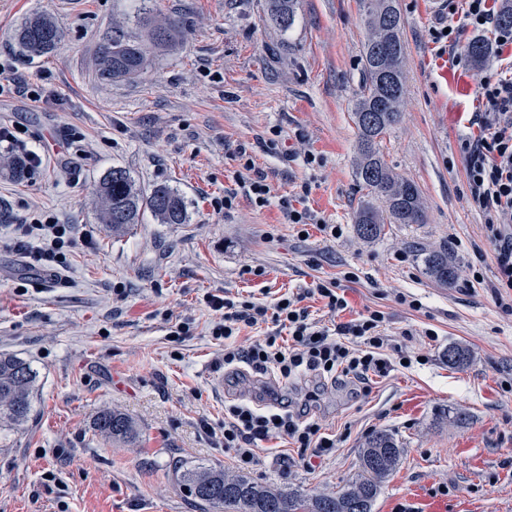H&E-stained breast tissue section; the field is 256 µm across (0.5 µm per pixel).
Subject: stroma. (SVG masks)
Instances as JSON below:
<instances>
[{
	"mask_svg": "<svg viewBox=\"0 0 512 512\" xmlns=\"http://www.w3.org/2000/svg\"><path fill=\"white\" fill-rule=\"evenodd\" d=\"M158 18L179 19L183 37L151 50L141 79L105 83L95 74L112 23L136 30L139 0H0V73L43 80L49 98H0V120L44 159L15 182L0 169V353L38 374L26 426L0 430V512H194L169 463L181 457L266 484L318 493L358 470L376 431L403 448L374 512H512V311L498 300L497 268L481 211L472 203L461 143L475 132L476 90L487 67L512 61V45L441 74L430 58L448 0H398L404 21L406 93L400 122L381 142L386 163L414 182L420 224H389L363 242L354 217L366 196L355 176L353 110L365 85L367 32L359 0H299L288 31L267 0H148ZM35 13L63 38L49 55H23L15 33ZM264 177L270 202L257 207L239 186V153ZM320 162L310 166L307 155ZM141 188L184 198L187 221L140 224L115 236L101 224L96 189L112 167ZM336 226L289 224L282 199ZM230 209L218 203L227 194ZM70 224L78 238L60 273L29 265L15 225L36 212ZM91 234L83 242V234ZM447 247L454 285L429 277L423 250ZM336 281L348 302L333 313L316 293ZM303 295L312 320L346 322L383 312L390 345L411 355L366 383L285 385L246 365H224V342L205 295L252 296L270 305ZM409 296L410 308L399 301ZM187 335L171 339L173 323ZM433 329L435 338L425 336ZM469 362L449 367V346ZM308 404L336 452L299 464L289 440L259 442L239 465L224 445V408L278 399ZM137 423L131 445L102 439L98 411Z\"/></svg>",
	"mask_w": 512,
	"mask_h": 512,
	"instance_id": "obj_1",
	"label": "stroma"
}]
</instances>
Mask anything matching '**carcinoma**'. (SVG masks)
<instances>
[{
	"label": "carcinoma",
	"instance_id": "1",
	"mask_svg": "<svg viewBox=\"0 0 512 512\" xmlns=\"http://www.w3.org/2000/svg\"><path fill=\"white\" fill-rule=\"evenodd\" d=\"M271 20L282 31L294 24L298 0H267ZM367 26L364 46L366 82L356 102L355 124L359 132L356 176L367 190V200L355 217L356 231L365 241L377 238L387 224H421L424 207L414 182L403 179L387 166L379 141L400 120L405 95L401 39L403 19L396 0H360ZM140 33H130L123 24L112 23V38L103 43L96 57V72L102 81H123L140 76L146 67L150 46H164L179 33V22L159 21L143 12ZM23 53L34 59L50 54L61 30L46 14H35L16 31ZM98 218L112 233L126 232L140 223L150 210L162 224H184L186 205L174 189L159 185L144 193L123 167L110 169L97 188ZM426 273L443 286L454 283L457 267L443 247L425 254ZM37 372L24 360L0 354V427H20L30 418ZM94 430L114 443H132L138 437L136 423L125 413L106 407L94 421ZM401 446L386 430L373 433L359 458V471L334 492L305 494L258 483L244 474L222 468L190 465L182 459L171 464L178 487L190 493L198 512H373L381 486L400 462Z\"/></svg>",
	"mask_w": 512,
	"mask_h": 512
}]
</instances>
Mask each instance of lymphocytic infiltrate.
<instances>
[{
  "instance_id": "f902f5d3",
  "label": "lymphocytic infiltrate",
  "mask_w": 512,
  "mask_h": 512,
  "mask_svg": "<svg viewBox=\"0 0 512 512\" xmlns=\"http://www.w3.org/2000/svg\"><path fill=\"white\" fill-rule=\"evenodd\" d=\"M506 0H461L463 23L450 27L448 63L462 67L466 59L458 50L465 29L491 33L498 46L512 43V28L499 25ZM476 99L478 131L461 145L467 156L466 175L473 202L485 218V232L494 248L500 287L512 289V66L490 70L480 81ZM15 247L38 265L51 269L65 260L72 239L68 225L42 213L26 224L16 225ZM204 301L220 318L212 334L224 342V364L243 363L259 373L275 372L285 383L306 375L338 381L364 379L369 373L386 375L392 361L386 350L389 338L383 331L385 316L373 310L346 323L328 327L308 318L295 295L284 294L272 306L249 297L231 299L214 294ZM276 332L253 341L248 347L235 343L243 328L264 322ZM287 437L301 451L320 458L335 453L336 439L323 436L318 422L283 403L261 409L233 404L224 410V445L235 449L240 464L254 462L256 442Z\"/></svg>"
}]
</instances>
